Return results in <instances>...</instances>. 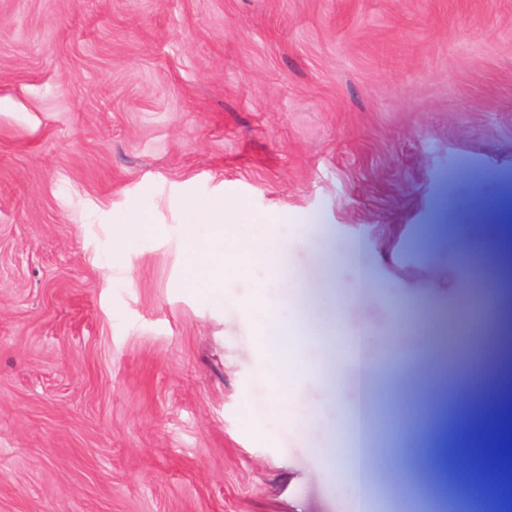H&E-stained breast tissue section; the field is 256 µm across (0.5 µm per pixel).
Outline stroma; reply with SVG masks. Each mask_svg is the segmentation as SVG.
<instances>
[{
    "label": "stroma",
    "instance_id": "stroma-1",
    "mask_svg": "<svg viewBox=\"0 0 512 512\" xmlns=\"http://www.w3.org/2000/svg\"><path fill=\"white\" fill-rule=\"evenodd\" d=\"M511 174L512 0H0V512H343L350 345L382 384L388 512H440L430 393L471 335L458 256L498 253ZM189 198L231 213L228 245L277 225L293 293L256 260L215 303ZM258 299L310 338L289 425Z\"/></svg>",
    "mask_w": 512,
    "mask_h": 512
}]
</instances>
